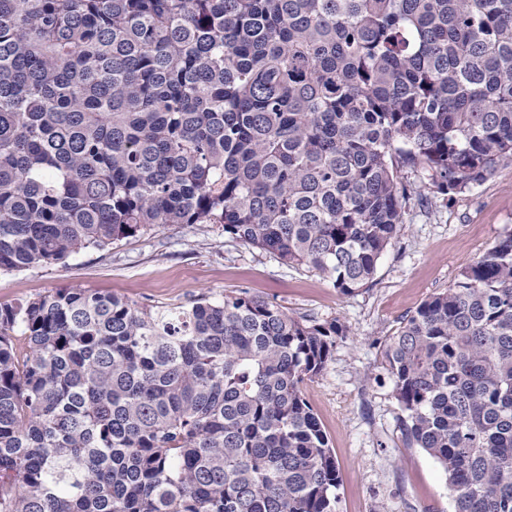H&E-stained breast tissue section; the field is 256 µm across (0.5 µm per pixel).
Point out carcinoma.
I'll return each mask as SVG.
<instances>
[{
  "mask_svg": "<svg viewBox=\"0 0 512 512\" xmlns=\"http://www.w3.org/2000/svg\"><path fill=\"white\" fill-rule=\"evenodd\" d=\"M512 164V0H0V270L166 224L366 286L422 200ZM334 319L247 295L0 304V512H337L299 385ZM384 369L454 512H512V229Z\"/></svg>",
  "mask_w": 512,
  "mask_h": 512,
  "instance_id": "cac0c4a2",
  "label": "carcinoma"
}]
</instances>
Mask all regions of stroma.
Segmentation results:
<instances>
[{"mask_svg": "<svg viewBox=\"0 0 512 512\" xmlns=\"http://www.w3.org/2000/svg\"><path fill=\"white\" fill-rule=\"evenodd\" d=\"M405 225L372 282L350 296L314 270L284 266L274 255L225 236L222 225L170 224L57 265L0 271V303L66 288L168 310L245 291L303 321L339 320L346 337L325 369L301 385L340 470L339 512H453L441 467L401 434L383 355L407 315L448 289L460 270L512 227V165L449 202L437 197L425 206L409 196Z\"/></svg>", "mask_w": 512, "mask_h": 512, "instance_id": "stroma-1", "label": "stroma"}]
</instances>
